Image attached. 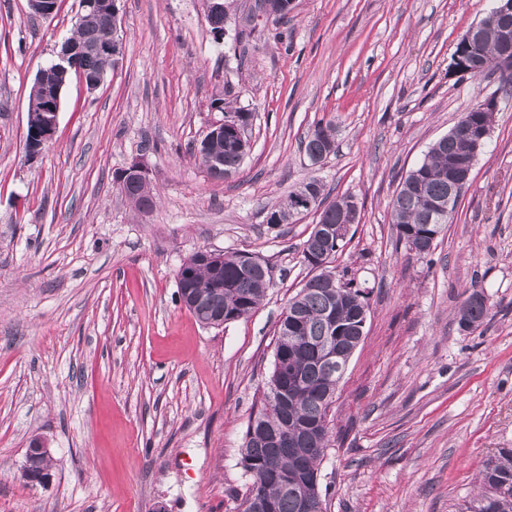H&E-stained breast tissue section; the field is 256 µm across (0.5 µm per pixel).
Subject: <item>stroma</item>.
<instances>
[{"instance_id":"35a3bbf8","label":"stroma","mask_w":512,"mask_h":512,"mask_svg":"<svg viewBox=\"0 0 512 512\" xmlns=\"http://www.w3.org/2000/svg\"><path fill=\"white\" fill-rule=\"evenodd\" d=\"M224 6L218 38L207 0H122L118 64L92 92L70 77L31 155L29 92L79 0L49 19L0 0V512H238L249 418L317 220L267 217L313 176L358 204L331 268L369 292L330 409L324 512H462L485 459L512 448V97L452 71L491 0H293L279 21L254 0ZM490 97L454 222L416 255L391 201ZM227 108L251 112L250 151L219 180L190 149ZM321 120L335 150L315 164L301 143ZM136 159L156 193L146 212L117 185ZM201 249L269 264L254 312L213 328L182 304L177 273ZM475 291L489 320L464 330ZM36 438L52 459L41 483L22 476Z\"/></svg>"}]
</instances>
